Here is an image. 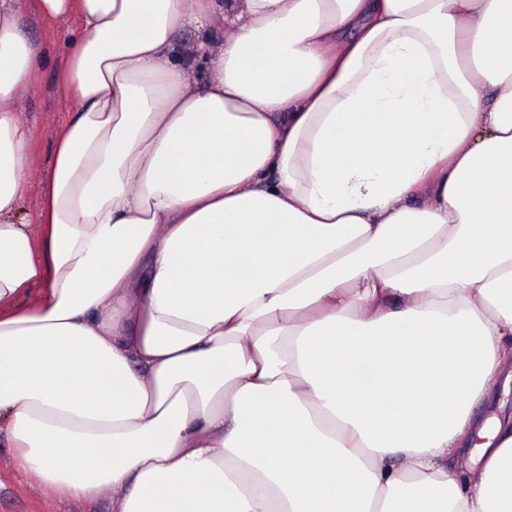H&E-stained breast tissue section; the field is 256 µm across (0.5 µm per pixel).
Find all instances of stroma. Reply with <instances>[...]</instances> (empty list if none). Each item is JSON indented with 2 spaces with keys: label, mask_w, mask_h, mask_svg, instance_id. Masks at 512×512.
Segmentation results:
<instances>
[{
  "label": "stroma",
  "mask_w": 512,
  "mask_h": 512,
  "mask_svg": "<svg viewBox=\"0 0 512 512\" xmlns=\"http://www.w3.org/2000/svg\"><path fill=\"white\" fill-rule=\"evenodd\" d=\"M79 28L75 16L34 20L25 28L28 38L39 47L43 63L18 103L20 119L30 133L29 164L24 173L29 191L17 216L21 224H35L42 190L50 177L55 138L79 108L77 101L57 92L70 41ZM0 512H112V495L107 492L94 499H78L53 494L34 473L17 467L12 449L0 447Z\"/></svg>",
  "instance_id": "obj_1"
}]
</instances>
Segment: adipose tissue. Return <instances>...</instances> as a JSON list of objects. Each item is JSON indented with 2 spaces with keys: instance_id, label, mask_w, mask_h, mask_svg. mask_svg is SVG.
<instances>
[{
  "instance_id": "adipose-tissue-1",
  "label": "adipose tissue",
  "mask_w": 512,
  "mask_h": 512,
  "mask_svg": "<svg viewBox=\"0 0 512 512\" xmlns=\"http://www.w3.org/2000/svg\"><path fill=\"white\" fill-rule=\"evenodd\" d=\"M32 14L81 21L36 234ZM511 367L512 0H0L22 469L112 512H512L475 409Z\"/></svg>"
}]
</instances>
